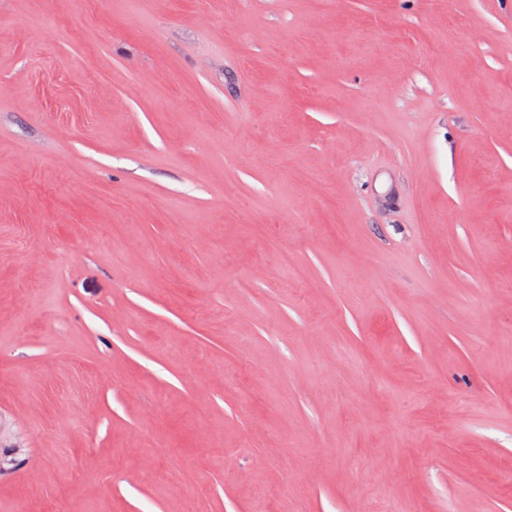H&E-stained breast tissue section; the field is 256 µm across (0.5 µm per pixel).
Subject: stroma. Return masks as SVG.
<instances>
[{"label": "stroma", "mask_w": 512, "mask_h": 512, "mask_svg": "<svg viewBox=\"0 0 512 512\" xmlns=\"http://www.w3.org/2000/svg\"><path fill=\"white\" fill-rule=\"evenodd\" d=\"M512 512V0H0V512Z\"/></svg>", "instance_id": "stroma-1"}]
</instances>
